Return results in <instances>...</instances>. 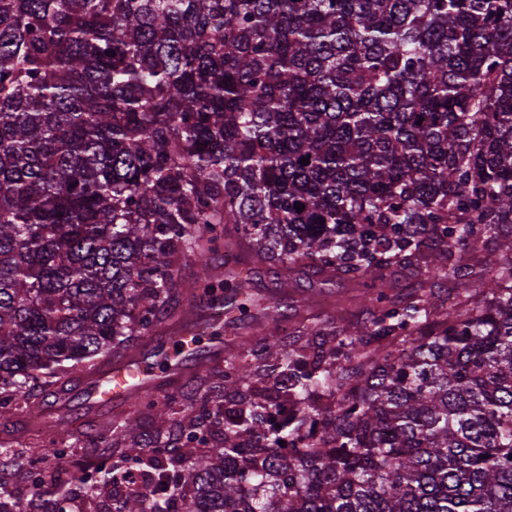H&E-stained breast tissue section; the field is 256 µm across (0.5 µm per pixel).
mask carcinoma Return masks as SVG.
Wrapping results in <instances>:
<instances>
[{
  "label": "carcinoma",
  "instance_id": "1",
  "mask_svg": "<svg viewBox=\"0 0 512 512\" xmlns=\"http://www.w3.org/2000/svg\"><path fill=\"white\" fill-rule=\"evenodd\" d=\"M492 239L496 277L459 263ZM243 240L358 294L103 419L105 512H512V0H0L1 418L248 312L253 268L213 265ZM66 453L0 441L28 481Z\"/></svg>",
  "mask_w": 512,
  "mask_h": 512
}]
</instances>
